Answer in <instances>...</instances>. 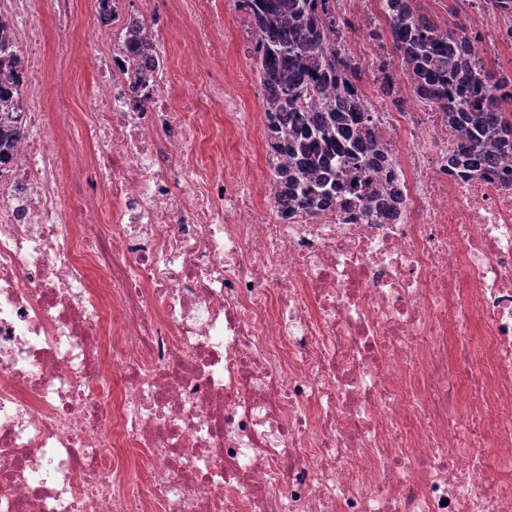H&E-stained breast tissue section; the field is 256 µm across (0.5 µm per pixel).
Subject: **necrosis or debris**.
<instances>
[{"mask_svg": "<svg viewBox=\"0 0 512 512\" xmlns=\"http://www.w3.org/2000/svg\"><path fill=\"white\" fill-rule=\"evenodd\" d=\"M47 3L49 34L0 0L25 50L0 169V512H512V158L450 174L461 132L409 78H373L396 210L286 211L257 113L214 76L173 94L169 47L222 69L223 14L176 0L185 34L93 0L112 44L78 118L43 93L74 50L72 0ZM203 103L237 134L218 166Z\"/></svg>", "mask_w": 512, "mask_h": 512, "instance_id": "4bbe7bcc", "label": "necrosis or debris"}]
</instances>
